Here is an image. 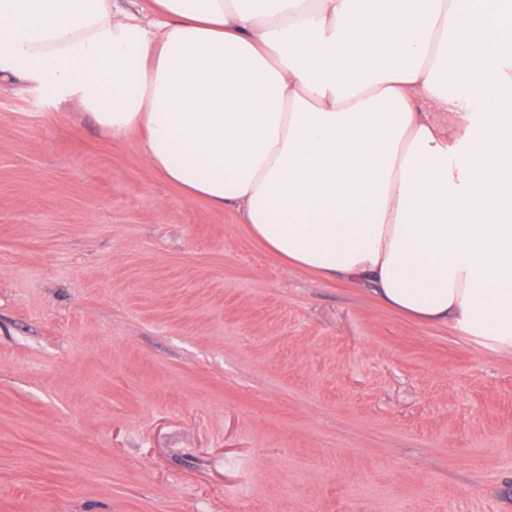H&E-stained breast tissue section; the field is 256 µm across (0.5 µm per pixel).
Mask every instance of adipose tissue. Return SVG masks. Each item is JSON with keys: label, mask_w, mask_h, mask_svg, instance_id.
I'll list each match as a JSON object with an SVG mask.
<instances>
[{"label": "adipose tissue", "mask_w": 512, "mask_h": 512, "mask_svg": "<svg viewBox=\"0 0 512 512\" xmlns=\"http://www.w3.org/2000/svg\"><path fill=\"white\" fill-rule=\"evenodd\" d=\"M153 5L0 0V77L137 135L289 267L512 347V0Z\"/></svg>", "instance_id": "adipose-tissue-1"}]
</instances>
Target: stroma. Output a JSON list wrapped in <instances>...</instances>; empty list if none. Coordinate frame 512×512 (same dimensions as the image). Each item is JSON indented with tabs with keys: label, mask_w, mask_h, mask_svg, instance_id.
<instances>
[{
	"label": "stroma",
	"mask_w": 512,
	"mask_h": 512,
	"mask_svg": "<svg viewBox=\"0 0 512 512\" xmlns=\"http://www.w3.org/2000/svg\"><path fill=\"white\" fill-rule=\"evenodd\" d=\"M0 512H512V348L283 265L1 80Z\"/></svg>",
	"instance_id": "stroma-1"
}]
</instances>
